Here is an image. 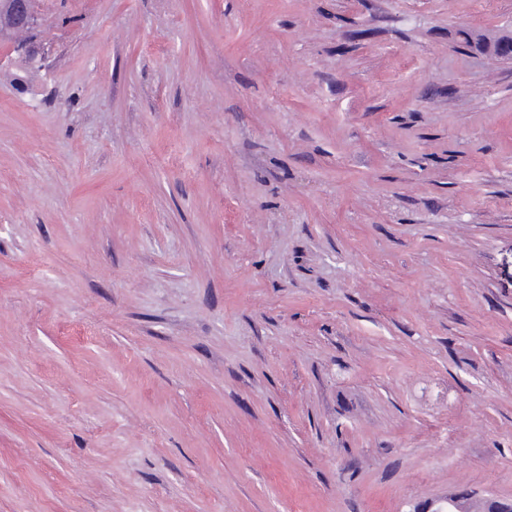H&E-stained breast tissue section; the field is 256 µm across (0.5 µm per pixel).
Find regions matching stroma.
Masks as SVG:
<instances>
[{"label": "stroma", "instance_id": "obj_1", "mask_svg": "<svg viewBox=\"0 0 512 512\" xmlns=\"http://www.w3.org/2000/svg\"><path fill=\"white\" fill-rule=\"evenodd\" d=\"M0 71V512L512 498V0H41ZM499 37V36H498ZM487 37L483 34H478L475 32L471 33L470 40L467 41L466 45H473L475 48L479 49L483 53L490 54L496 56V59L503 55V48L500 45V41L503 39L502 37ZM474 54L481 55L484 57H489L486 54L479 53L477 51L471 50ZM492 58V57H489ZM11 53L0 55V67H9L14 63L12 53L18 57L27 59L32 68H45L48 61V53L44 47L33 44L29 41H13L10 47Z\"/></svg>", "mask_w": 512, "mask_h": 512}]
</instances>
